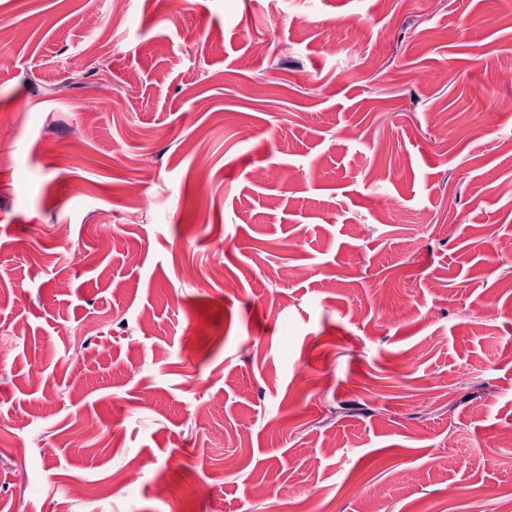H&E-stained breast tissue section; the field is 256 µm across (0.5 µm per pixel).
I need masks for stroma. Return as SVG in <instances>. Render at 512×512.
Instances as JSON below:
<instances>
[{"label":"stroma","instance_id":"35a3bbf8","mask_svg":"<svg viewBox=\"0 0 512 512\" xmlns=\"http://www.w3.org/2000/svg\"><path fill=\"white\" fill-rule=\"evenodd\" d=\"M510 61L512 0H0V512H512Z\"/></svg>","mask_w":512,"mask_h":512}]
</instances>
